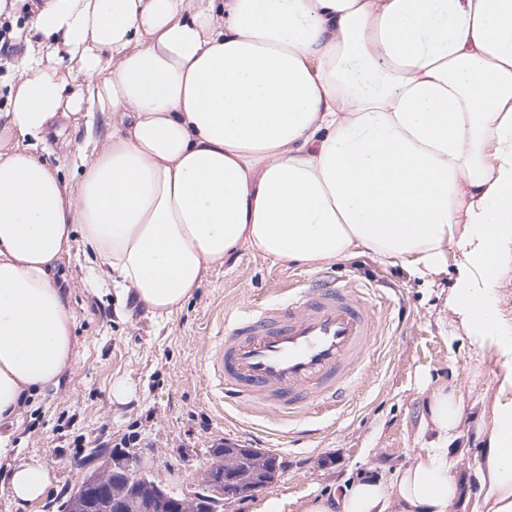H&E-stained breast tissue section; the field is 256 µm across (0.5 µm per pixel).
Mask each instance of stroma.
Returning <instances> with one entry per match:
<instances>
[{
    "label": "stroma",
    "instance_id": "35a3bbf8",
    "mask_svg": "<svg viewBox=\"0 0 512 512\" xmlns=\"http://www.w3.org/2000/svg\"><path fill=\"white\" fill-rule=\"evenodd\" d=\"M458 251L447 266L420 278L371 255L315 267L276 262L239 249L208 268L183 307L159 317L111 285L96 268L81 234L51 277L74 314L77 364L58 388L33 396L12 427L16 461L39 459L51 485L37 503L10 490V463L0 462V512H60L95 466L98 445L126 443L151 466L152 477L181 494L201 491L219 444L258 448L276 457L282 474L223 512H257L270 497L302 500L360 471L408 463L423 443L419 431L432 388L455 385L472 427L461 445L482 447L491 426L494 363L477 351L448 310ZM328 274L369 289L382 312L384 334L352 398L338 409L288 424L230 404L216 407L207 391L204 359L224 314L263 303ZM124 386L128 396L116 401Z\"/></svg>",
    "mask_w": 512,
    "mask_h": 512
}]
</instances>
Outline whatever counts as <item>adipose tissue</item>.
<instances>
[{"label":"adipose tissue","instance_id":"1","mask_svg":"<svg viewBox=\"0 0 512 512\" xmlns=\"http://www.w3.org/2000/svg\"><path fill=\"white\" fill-rule=\"evenodd\" d=\"M0 17L24 44L0 111V424L77 363L50 276L74 231L160 317L242 247L422 277L456 249L448 309L497 367L485 445L458 442L440 384L407 466L298 510L512 512V0H0ZM98 112L117 124L78 148L67 189L35 150ZM49 485L15 464L16 499Z\"/></svg>","mask_w":512,"mask_h":512}]
</instances>
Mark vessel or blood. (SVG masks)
Instances as JSON below:
<instances>
[{"instance_id":"1","label":"vessel or blood","mask_w":512,"mask_h":512,"mask_svg":"<svg viewBox=\"0 0 512 512\" xmlns=\"http://www.w3.org/2000/svg\"><path fill=\"white\" fill-rule=\"evenodd\" d=\"M383 334L371 294L318 278L288 297L226 312L205 359L216 402L293 422L343 405Z\"/></svg>"}]
</instances>
